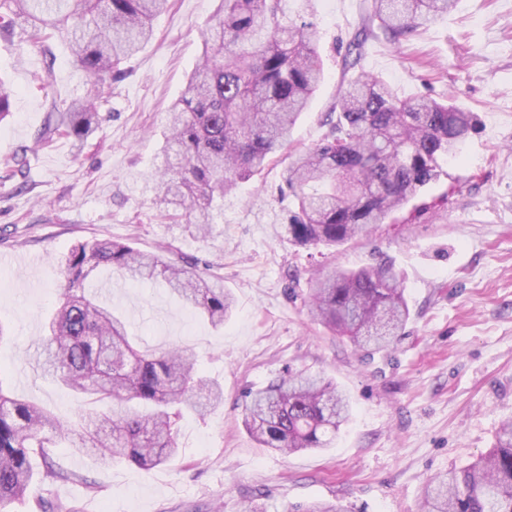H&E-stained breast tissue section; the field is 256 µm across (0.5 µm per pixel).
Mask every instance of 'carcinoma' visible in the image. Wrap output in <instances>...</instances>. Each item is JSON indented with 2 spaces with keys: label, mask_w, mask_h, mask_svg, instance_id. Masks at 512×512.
I'll return each mask as SVG.
<instances>
[{
  "label": "carcinoma",
  "mask_w": 512,
  "mask_h": 512,
  "mask_svg": "<svg viewBox=\"0 0 512 512\" xmlns=\"http://www.w3.org/2000/svg\"><path fill=\"white\" fill-rule=\"evenodd\" d=\"M456 0H373L383 31L398 40L450 10ZM167 0H0V38L23 29L40 45L54 32L92 84L122 74L121 64L153 35ZM314 0H220L202 32V56L170 109L159 203L211 228L214 203L261 172L283 147L324 76L317 30L307 20ZM12 88L0 79V123L10 116ZM315 146L282 173L288 223L279 237L299 247H332L366 235L401 210L442 164L457 156L473 116L450 102L402 99L383 78L360 75L341 87ZM97 96L52 111L39 140L63 131L86 140L97 123ZM110 269L133 281L162 282L212 328L224 327L232 298L171 260L164 248L144 253L108 239L79 242L65 259V285L45 325L44 373L86 394L99 408L75 422L14 397L0 385V508L24 496L33 456L63 440L107 466L116 458L151 469L178 451L174 424L185 411L221 404L224 390L201 375L194 355L176 347L137 350L127 324L86 284ZM311 315L335 335L370 351L392 344L409 318L405 287L393 265L319 272L310 280ZM244 427L262 448L284 455L328 448L351 416L349 397L330 381L285 372L246 392ZM424 512H512V421L476 461L433 478Z\"/></svg>",
  "instance_id": "1"
}]
</instances>
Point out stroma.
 Returning <instances> with one entry per match:
<instances>
[{"instance_id": "stroma-1", "label": "stroma", "mask_w": 512, "mask_h": 512, "mask_svg": "<svg viewBox=\"0 0 512 512\" xmlns=\"http://www.w3.org/2000/svg\"><path fill=\"white\" fill-rule=\"evenodd\" d=\"M218 0H169L154 36L102 88L99 125L85 142L37 139L52 109L90 91L62 35L48 47L0 40V77L14 90L0 124V166L26 153L22 174L0 179V387L61 420L89 399L44 375L43 325L65 283L64 259L79 241L109 237L152 252L170 247L203 279L220 277L235 306L212 329L162 284L113 277L104 301L127 319L140 345H179L198 357L224 402L176 422L179 454L144 470L93 464L51 448L36 459L62 472L35 480L0 512H266L327 500L342 512H422L435 476L471 463L512 420V0H457L401 43L369 23L372 0H317L312 17L324 79L297 123L293 147L317 144L352 74L346 49L363 27L359 69L400 97L450 101L475 126L447 173L415 195L395 223L336 247L298 249L280 239L288 203L279 194L287 151L226 194L202 236L185 211L160 209L167 110L202 53L201 32ZM386 258L405 286L410 318L394 346L356 350L312 320L304 303L315 270H356ZM336 382L353 411L333 448L283 455L258 447L243 426L244 394L285 370Z\"/></svg>"}]
</instances>
